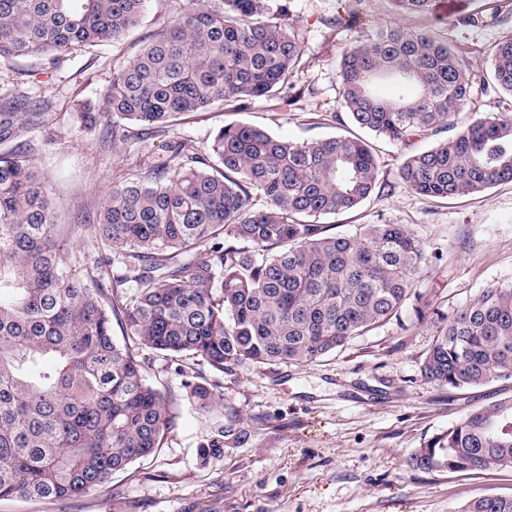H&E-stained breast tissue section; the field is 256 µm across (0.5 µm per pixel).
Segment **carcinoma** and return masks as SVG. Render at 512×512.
<instances>
[{"label":"carcinoma","instance_id":"obj_1","mask_svg":"<svg viewBox=\"0 0 512 512\" xmlns=\"http://www.w3.org/2000/svg\"><path fill=\"white\" fill-rule=\"evenodd\" d=\"M148 0H0V60L64 58L120 42ZM332 25L355 27L365 0H344ZM431 0H391L429 15ZM286 0H185L175 16L113 73L106 136L129 125L172 130L181 116L227 101L288 93L303 47ZM493 89L512 97V37L490 60ZM399 83L391 99L379 79ZM474 73L427 30H360L339 63V102L350 123L395 143L430 137L400 176L409 190L453 198L512 182V114L490 112L453 128L472 99ZM55 113L23 99L0 111V500L72 499L155 454L175 415L130 348L201 358L222 371L242 363H307L385 324L411 301L428 254L403 224L352 234L317 218L356 209L378 187L371 146L355 135L310 141L247 123L219 128L203 150L169 157L112 186L94 230L104 246L83 274L55 237L47 188L23 149ZM122 272L112 274L113 263ZM425 378L464 390L512 378V283L493 285L448 312L424 359ZM201 413L222 407L217 386L189 383ZM409 465L452 473L512 469V398L474 410L433 436ZM459 512H512V494L467 501Z\"/></svg>","mask_w":512,"mask_h":512}]
</instances>
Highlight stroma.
<instances>
[{"label": "stroma", "mask_w": 512, "mask_h": 512, "mask_svg": "<svg viewBox=\"0 0 512 512\" xmlns=\"http://www.w3.org/2000/svg\"><path fill=\"white\" fill-rule=\"evenodd\" d=\"M481 0H433L425 18L395 12L387 0H368V28L435 26L486 77L489 51L512 37V20L458 25ZM175 0H149L140 27L121 45L89 47L59 63L0 61V105L19 97L55 112L36 133L28 158L49 190L55 236L69 242L72 224L95 215L119 176L165 157L178 138L185 152L202 150L221 126L247 122L289 140L340 130L338 69L355 30L329 26L337 0H291L288 21L304 46L286 99L228 102L185 115L172 132L112 143L101 135L104 95L113 72L128 64L144 38L172 16ZM376 141L380 191L360 208L335 216L341 231L358 224H403L421 240L430 261L415 289L429 309L413 308L309 364H243L220 371L200 359L170 360L136 349L152 384L178 416L160 451L115 472L106 490L68 501L0 500V512H458L469 499L511 494L512 470L449 473L417 470L408 460L433 435L467 413L512 397V378L451 391L421 373L433 323L483 288L512 282V182L452 200L408 191L400 167L428 146ZM189 382L220 386L224 409L216 420L198 415L186 397ZM237 433L219 436L218 420ZM219 443V454L203 457Z\"/></svg>", "instance_id": "1"}]
</instances>
